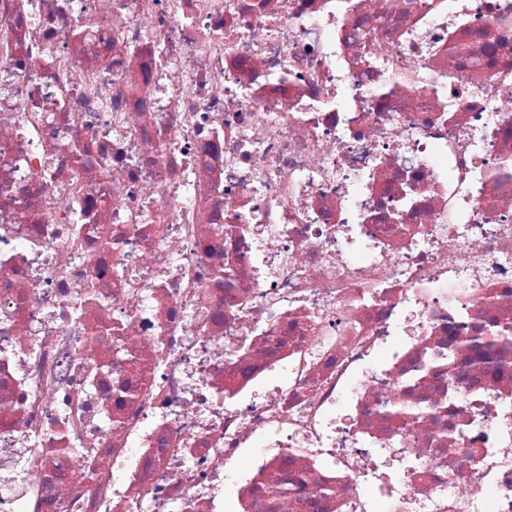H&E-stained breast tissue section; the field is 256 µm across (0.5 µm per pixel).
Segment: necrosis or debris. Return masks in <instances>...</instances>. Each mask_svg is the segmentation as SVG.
Masks as SVG:
<instances>
[{
	"mask_svg": "<svg viewBox=\"0 0 512 512\" xmlns=\"http://www.w3.org/2000/svg\"><path fill=\"white\" fill-rule=\"evenodd\" d=\"M499 327L512 0H0V512H512Z\"/></svg>",
	"mask_w": 512,
	"mask_h": 512,
	"instance_id": "obj_1",
	"label": "necrosis or debris"
}]
</instances>
